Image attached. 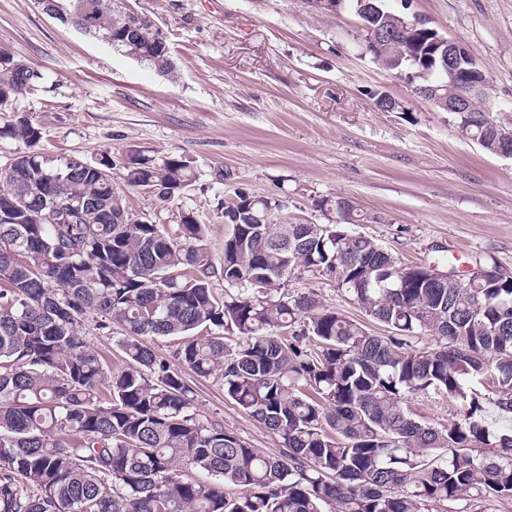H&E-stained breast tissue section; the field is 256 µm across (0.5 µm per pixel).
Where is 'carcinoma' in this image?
Returning a JSON list of instances; mask_svg holds the SVG:
<instances>
[{"mask_svg":"<svg viewBox=\"0 0 512 512\" xmlns=\"http://www.w3.org/2000/svg\"><path fill=\"white\" fill-rule=\"evenodd\" d=\"M55 2L122 41L121 55L174 73L147 17L105 0ZM372 3L365 46L375 30L395 33L375 61L454 92L432 35ZM43 80L0 62V112ZM450 116L495 153L491 125ZM43 135L22 118L0 126V138L29 147L0 168V512H427L448 502L469 512L512 498V431L487 425L475 389L490 381L512 415V275L495 261L457 288L421 281L433 267L416 264L420 281L402 285V263L349 229L354 205L342 224H271L279 203L238 188L222 202L217 271L193 213L170 233L132 215L117 186L166 203L196 181L191 161L138 149L120 163L51 155L35 149ZM293 276L344 285L387 334L312 288L288 291ZM90 314L99 329H122V366L82 336ZM421 335L433 343L410 341ZM146 336L183 342L169 360ZM187 369L220 383L279 438V454L202 415ZM430 392L460 402V417L446 427L414 417L407 399Z\"/></svg>","mask_w":512,"mask_h":512,"instance_id":"obj_1","label":"carcinoma"}]
</instances>
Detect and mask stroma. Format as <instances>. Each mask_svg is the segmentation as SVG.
<instances>
[{"label":"stroma","instance_id":"obj_1","mask_svg":"<svg viewBox=\"0 0 512 512\" xmlns=\"http://www.w3.org/2000/svg\"><path fill=\"white\" fill-rule=\"evenodd\" d=\"M167 38L169 78L61 24L36 0H0V50L39 69L0 124L41 125L43 151L87 160L127 150L186 157L198 177L168 206L127 187L129 211L175 231V213L207 225L212 259L224 258V199L239 187L275 198L280 224H324L321 199L346 198L355 230L405 264L454 267L459 278L494 258L512 273V158L462 137L448 113L377 65L350 8L309 0H128ZM411 10L475 53L512 129V0H412ZM394 98L385 112L373 92ZM199 408L252 447L280 448L226 399L193 378Z\"/></svg>","mask_w":512,"mask_h":512}]
</instances>
